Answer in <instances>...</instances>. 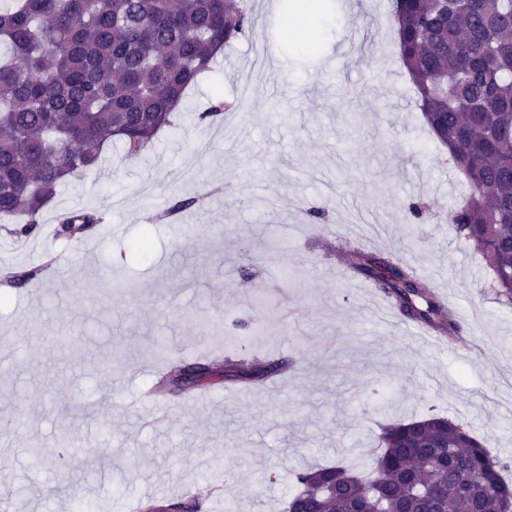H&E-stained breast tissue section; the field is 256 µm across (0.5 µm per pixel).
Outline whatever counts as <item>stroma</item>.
<instances>
[{"instance_id": "35a3bbf8", "label": "stroma", "mask_w": 512, "mask_h": 512, "mask_svg": "<svg viewBox=\"0 0 512 512\" xmlns=\"http://www.w3.org/2000/svg\"><path fill=\"white\" fill-rule=\"evenodd\" d=\"M244 6L253 29L188 90L173 125L131 158L107 146L45 207L36 250L0 220V512H127L140 498L283 512L292 471L377 447L390 418L454 419L512 462V303L448 221L464 178L392 45V0H320L304 43L267 0ZM259 46L273 72L248 68ZM219 100L222 120L199 121ZM191 197L200 205L163 217ZM413 202L425 213L409 224ZM311 206L326 223H310ZM71 209L105 213L91 242L55 234ZM377 232L383 256L437 276L470 354L379 326L349 288L346 254ZM144 238L149 251L134 252ZM15 269L25 285L10 282ZM85 279L104 292L79 297ZM161 342L183 365L205 351L288 368L275 388L214 384L207 405L170 392L159 415L137 397L165 366ZM64 435L69 454L33 463L32 447L50 452Z\"/></svg>"}]
</instances>
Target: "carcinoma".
Masks as SVG:
<instances>
[{"mask_svg": "<svg viewBox=\"0 0 512 512\" xmlns=\"http://www.w3.org/2000/svg\"><path fill=\"white\" fill-rule=\"evenodd\" d=\"M399 55L427 125L464 175L456 233L512 302V0H394ZM254 25L239 0H16L0 9V217L29 235L65 187L98 167L114 140L127 155L170 125L172 104L209 71L218 52ZM104 223L97 211L61 221L70 241ZM358 272L401 312L446 332L425 281L388 260L363 257ZM283 361L197 363L189 388L218 380L255 384ZM182 368L156 378L163 395ZM365 478L349 466L293 473L287 507L298 512H502L493 459L459 422L432 415L394 422Z\"/></svg>", "mask_w": 512, "mask_h": 512, "instance_id": "carcinoma-1", "label": "carcinoma"}]
</instances>
